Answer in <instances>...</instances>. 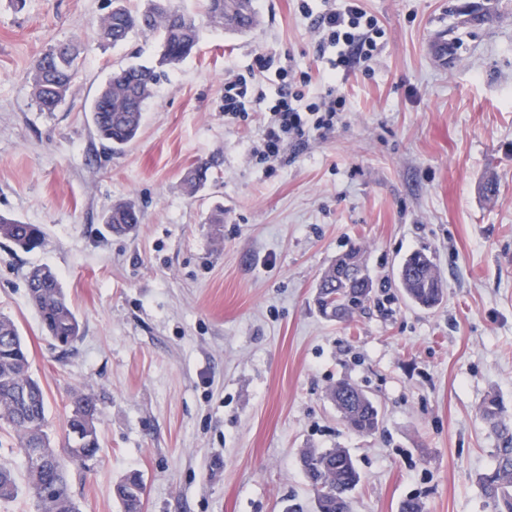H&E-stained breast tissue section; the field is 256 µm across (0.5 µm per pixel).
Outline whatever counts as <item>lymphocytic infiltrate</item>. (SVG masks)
<instances>
[{
    "mask_svg": "<svg viewBox=\"0 0 512 512\" xmlns=\"http://www.w3.org/2000/svg\"><path fill=\"white\" fill-rule=\"evenodd\" d=\"M319 50L335 49L336 57L324 77L316 100L305 103V94L295 78L293 65L276 64L272 56L256 53V80L234 71L224 79V118L234 123L247 120L248 104L267 105L269 118L250 156L270 167L282 164L287 153H301L312 138L335 129L343 118L346 100L339 84L345 76L372 60L382 50V30L364 9L362 0H323V8L312 22ZM274 71L279 84L275 98H267L258 78Z\"/></svg>",
    "mask_w": 512,
    "mask_h": 512,
    "instance_id": "f902f5d3",
    "label": "lymphocytic infiltrate"
}]
</instances>
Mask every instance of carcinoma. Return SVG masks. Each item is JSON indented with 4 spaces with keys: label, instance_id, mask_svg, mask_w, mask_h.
<instances>
[{
    "label": "carcinoma",
    "instance_id": "1",
    "mask_svg": "<svg viewBox=\"0 0 512 512\" xmlns=\"http://www.w3.org/2000/svg\"><path fill=\"white\" fill-rule=\"evenodd\" d=\"M211 20L221 24L224 14L240 21L233 30L248 32L254 27V14H241L234 0H209ZM161 34L160 53L156 64H130L114 72L103 83L93 100V122L100 138L110 150L118 151L137 136L146 101L153 95L163 69L174 67L189 57L196 46L195 19L180 12L171 0H146L143 9L133 13L112 0V9L100 20L96 41L101 46H117L134 33ZM78 52L70 44H57L41 53L29 72L31 96L42 112H53L65 100L78 68ZM214 162H202L187 171L183 185L195 194L208 181ZM140 213L135 204L121 202L103 216V224L116 234H127L139 223ZM0 238L31 252L44 243V232L36 224H25L9 215L0 214ZM363 261L361 247L351 246L338 256L320 276L316 304L326 318L345 322L361 311L370 301L374 283L371 276L363 280L344 281L336 276V268L349 267ZM398 278L405 296L414 304L431 308L443 294L441 280L430 257L422 252L411 253L402 262ZM27 295L36 309L41 325L53 339L79 336L80 325L58 275L48 266H35L25 274ZM341 420L355 434L370 436L379 429V411L373 400L357 385L342 379L329 392ZM480 416L489 423L497 438L492 468L479 476L478 483L494 512H512V416L501 401L490 396L480 408ZM97 403L91 395L75 397L67 429L82 434V448L95 457L100 451L95 426ZM7 426L20 439L19 452L27 458V448L35 441L55 458L51 469L39 475L26 467L27 481L20 483L16 472L0 466V501H13L27 494L36 501L38 512H44L39 501V484L58 487L67 506L58 512H79L78 505L69 501L66 465L51 448L47 433L46 398L40 383L29 374L28 351L18 326L0 316V426ZM299 465L314 492L315 512H353L352 493L361 482V474L353 457L343 448L319 450L305 448L299 454ZM144 488L142 475L134 473L115 485V496L122 512H142V497L131 487Z\"/></svg>",
    "mask_w": 512,
    "mask_h": 512
}]
</instances>
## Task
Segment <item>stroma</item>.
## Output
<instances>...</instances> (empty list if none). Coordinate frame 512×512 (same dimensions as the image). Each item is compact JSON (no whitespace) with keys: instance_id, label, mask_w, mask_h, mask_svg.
Listing matches in <instances>:
<instances>
[{"instance_id":"obj_1","label":"stroma","mask_w":512,"mask_h":512,"mask_svg":"<svg viewBox=\"0 0 512 512\" xmlns=\"http://www.w3.org/2000/svg\"><path fill=\"white\" fill-rule=\"evenodd\" d=\"M303 0H253L244 35L211 22L206 0H173L196 20L194 54L156 86L137 138L106 150L91 117L112 71L151 62L154 36L101 48L109 0H0V213L41 225V248L0 240V314L18 326L65 441L79 394L97 400L101 450L69 468L80 512H120L117 482L145 481L143 512H281L310 498L305 448H344L362 481L354 512H492L478 484L496 438L485 398L512 413V0H364L384 31L370 72L340 86L342 123L267 170L250 150L264 110L224 120L227 66L256 52L318 82ZM71 42L81 67L65 101L39 111L30 68ZM215 159L203 191L185 172ZM495 179L499 193L479 185ZM135 201L141 219L108 233L104 214ZM358 244L374 279L346 323L314 304L320 274ZM422 250L440 276L430 310L397 285ZM35 265L58 274L80 323L57 347L27 298ZM347 379L377 403L370 437L328 399Z\"/></svg>"}]
</instances>
